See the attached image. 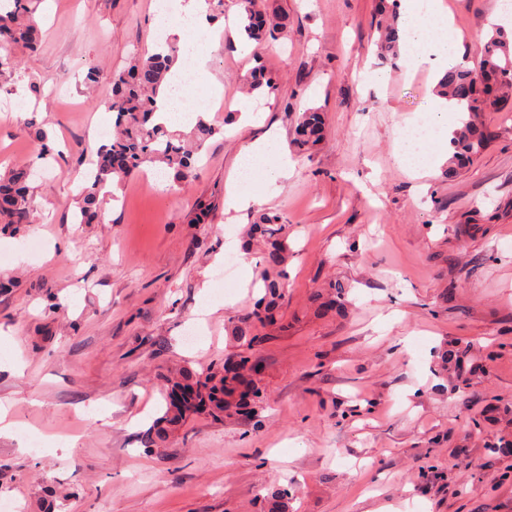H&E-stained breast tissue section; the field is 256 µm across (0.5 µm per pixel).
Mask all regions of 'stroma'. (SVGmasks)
<instances>
[{"label": "stroma", "instance_id": "stroma-1", "mask_svg": "<svg viewBox=\"0 0 512 512\" xmlns=\"http://www.w3.org/2000/svg\"><path fill=\"white\" fill-rule=\"evenodd\" d=\"M154 0H40L38 50H15L0 85V150L33 164L34 221L0 230V501L14 512H258L291 484V512H512V103L482 115L494 137L449 173L420 176L396 155L435 82L375 45L380 0H265L284 37L262 54L278 90L249 97L257 61L221 39L192 109L224 128L185 189L143 172L112 187L103 221L78 223L93 133L111 124L110 77L158 40ZM476 68L497 0H443ZM98 82L86 88L89 67ZM323 112L311 154L293 150L299 113ZM42 123L54 157L33 161L24 124ZM277 136L294 165L252 208L227 210L241 148ZM210 213L194 217L199 203ZM288 221L293 256L279 313L254 350L258 420L186 421L158 448L144 433L164 409L161 377L221 364L237 349L258 271L220 281L255 212ZM346 305L320 313L328 283ZM202 338L185 330L205 301ZM467 348L468 381L437 356ZM40 439L33 449L32 439Z\"/></svg>", "mask_w": 512, "mask_h": 512}]
</instances>
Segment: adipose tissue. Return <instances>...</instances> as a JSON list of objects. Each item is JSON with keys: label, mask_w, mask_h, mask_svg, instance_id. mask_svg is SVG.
Wrapping results in <instances>:
<instances>
[{"label": "adipose tissue", "mask_w": 512, "mask_h": 512, "mask_svg": "<svg viewBox=\"0 0 512 512\" xmlns=\"http://www.w3.org/2000/svg\"><path fill=\"white\" fill-rule=\"evenodd\" d=\"M404 9L399 24L402 62L410 69L429 68L444 73L449 65L460 60L458 45L444 36L436 35L439 23L446 14L441 0H430L421 6L419 0H402ZM154 24L161 34L177 35L183 57L205 65L208 54L204 44L215 41L214 28L209 19L207 0H155ZM181 66H173L170 85L157 100V119L169 126L190 124L182 101L183 85L180 81ZM451 137L448 128H441L438 136L414 147L412 130H405L401 139L398 162L415 171L424 170L426 163L447 158L445 144ZM239 167L245 178L263 180L267 185H277L291 173L287 154L274 152L269 138H262L246 147L240 157Z\"/></svg>", "instance_id": "adipose-tissue-1"}]
</instances>
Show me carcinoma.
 I'll list each match as a JSON object with an SVG mask.
<instances>
[{
	"instance_id": "1",
	"label": "carcinoma",
	"mask_w": 512,
	"mask_h": 512,
	"mask_svg": "<svg viewBox=\"0 0 512 512\" xmlns=\"http://www.w3.org/2000/svg\"><path fill=\"white\" fill-rule=\"evenodd\" d=\"M39 0H11L0 7V46L37 48L39 33L34 18ZM242 25L247 39L254 44L252 54L276 41L286 28L284 18L267 12L263 0H240ZM380 33L377 46L385 56H396L399 35L396 10L384 15L376 24ZM178 48L155 53H135L126 66L111 75L112 103L116 136L100 145L92 159L91 176L80 191L78 221L81 224L101 222L102 197L107 188L120 182L146 165L161 167L172 173L177 188L196 177L194 155L205 142L224 129L197 117L187 135L171 132L166 124L155 120V101L168 87V75L177 62ZM250 92L272 94L275 83L258 68L248 80ZM512 88V37L502 27H495L483 44L478 69L473 71L458 64L446 71L436 86L454 104L460 126L450 140L452 154L448 173L479 157L488 147L492 133L478 123V115L492 107L508 103V96L491 97L495 90ZM324 131L321 113L307 111L297 117L291 143L308 152L319 144ZM36 158L53 155L48 132L39 127L33 135ZM32 165L11 167L0 173V224H29L33 211L30 181ZM242 249L256 250L261 267L262 296L245 314L234 317L232 336L240 349L224 359V364L205 373L190 370L166 379L163 398L165 410L145 433L144 444L152 448L187 419L206 415L214 421L234 417L253 419L264 409L265 393L261 385L260 366L252 363L251 351L263 339L262 330L276 323L277 313L285 297L288 264L291 252L288 244V224L283 214L263 211L247 225L242 237ZM291 491L274 489L260 503L259 512H290Z\"/></svg>"
}]
</instances>
